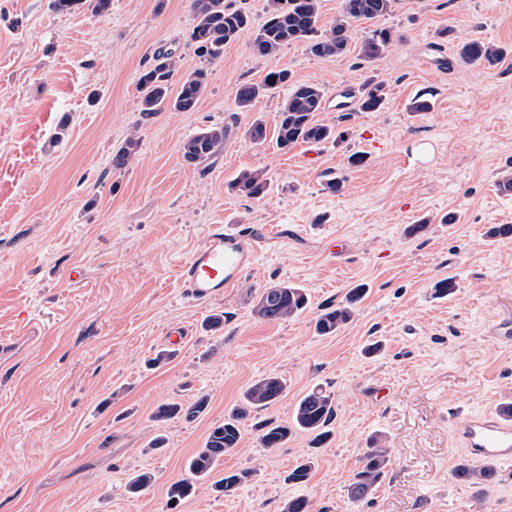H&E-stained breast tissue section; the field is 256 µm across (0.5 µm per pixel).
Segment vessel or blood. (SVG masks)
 <instances>
[{
	"label": "vessel or blood",
	"mask_w": 512,
	"mask_h": 512,
	"mask_svg": "<svg viewBox=\"0 0 512 512\" xmlns=\"http://www.w3.org/2000/svg\"><path fill=\"white\" fill-rule=\"evenodd\" d=\"M261 238L212 225L203 244L180 264L184 298L201 303L232 288L255 264ZM459 448L479 462L512 461V417L501 410L469 416L455 429Z\"/></svg>",
	"instance_id": "vessel-or-blood-1"
}]
</instances>
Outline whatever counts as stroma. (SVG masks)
<instances>
[{
	"instance_id": "obj_1",
	"label": "stroma",
	"mask_w": 512,
	"mask_h": 512,
	"mask_svg": "<svg viewBox=\"0 0 512 512\" xmlns=\"http://www.w3.org/2000/svg\"><path fill=\"white\" fill-rule=\"evenodd\" d=\"M190 3L112 0L98 17L55 0H0V512H283L297 495L313 512H512V462L477 490L453 475L464 454L452 438L455 424L512 394V345L489 333L512 325V244L487 235L512 224V195L496 184L512 169V0H398L357 25L345 54L318 57L295 41L263 58L244 36L210 63L190 41ZM383 27L396 42L360 61L359 37ZM466 38L497 44L501 61L457 62ZM160 49L178 57V77L207 67L193 111L142 114L138 79ZM272 69L287 70L288 85L239 109V86ZM373 75L386 85L379 111L337 109L336 91L357 93ZM304 83L323 89L315 119L341 139L252 144V121L275 128ZM419 95L429 111H410ZM213 126L227 131L223 150L186 163L182 143ZM131 139L135 154L113 166ZM356 151L367 155L359 166ZM245 170L266 173L264 198L233 190ZM423 220V235L405 237ZM214 224L269 242L235 288L190 303L177 268ZM443 278L455 289L439 298ZM282 282L306 288L310 307L264 321L257 295ZM358 285L353 320L318 335L319 309ZM175 327L187 331L175 357L147 368ZM371 340L383 344L373 358ZM267 375L287 392L259 419L290 421L317 386L335 399L330 439L315 449L299 431L268 452L245 423L211 477L168 508L169 486L187 478L210 430ZM201 394L209 409L197 419L154 420L159 405ZM159 434L164 447L150 448ZM377 434L390 463L373 494L352 501L346 487ZM310 454V481L288 483ZM241 470L247 482L214 490ZM144 471L152 484L129 494Z\"/></svg>"
}]
</instances>
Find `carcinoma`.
Here are the masks:
<instances>
[{"label": "carcinoma", "mask_w": 512, "mask_h": 512, "mask_svg": "<svg viewBox=\"0 0 512 512\" xmlns=\"http://www.w3.org/2000/svg\"><path fill=\"white\" fill-rule=\"evenodd\" d=\"M84 2L88 9L98 16L107 13L111 0H56L61 10L73 4ZM283 6L281 0H268V17L256 30H251L248 16L240 10L224 7V0H191V10L195 24L190 39L197 54L211 62L224 53V45L251 33V47L262 57L275 55L280 48L293 41L311 40V52L320 57L339 56L348 51L350 33L354 23L371 21L392 12L396 0H344L343 10L336 22L320 36L316 24L319 18V0H287ZM395 33L389 28L376 29L361 41L360 57L366 62L379 58L394 42ZM457 55L466 63H480L492 66L501 56L497 45L469 39L458 45ZM178 70V59L169 50H160L154 56V64L139 77L140 107L144 115L149 116L164 109L176 112H190L204 95L208 85V72L199 68L181 79L176 94H170V81ZM288 81L285 70H270L259 84H244L236 94L238 108L249 110L252 102L260 97L272 94ZM323 90L316 84H300L293 87L278 113L276 143L286 149L297 143H320L337 139L340 134L336 127L314 121L315 113L321 111ZM385 100L384 83L368 81L357 98L361 112L378 111ZM247 138L260 144L267 139V127L260 118L255 119L246 131ZM226 130L222 127L209 128L189 139L181 146L183 159L190 164H201L224 148ZM233 187L254 198L262 197L269 188L266 174L259 170H246L236 179ZM364 289L353 288L342 304L326 307L317 315L315 330L320 336H334L347 325L355 315V305L361 300ZM308 307L305 290L297 285L283 283L265 288L259 295L257 312L271 323L287 321L301 315ZM286 391V383L277 376H265L254 381L243 392L241 405L234 409L224 423L214 427L203 448L197 450L189 463L190 479L172 483L168 488V499L175 502L189 497L194 489V481L210 476L224 454L234 450L242 438L241 424L251 412L269 408ZM209 401L205 396L186 403H166L157 407L154 418L168 420L183 416L194 420L208 409ZM335 407L332 394L321 388H314L305 394L296 405L291 423L277 424L266 421L260 425L261 447L273 451L288 441L296 430L312 435V444L320 445L331 433ZM389 464L388 450L380 446V439L373 438L363 456V466L355 473L347 486L350 498L356 502L370 496L377 483L383 477ZM315 467L314 458L308 457L288 473L286 480L293 484H303L310 478ZM492 469L488 466L475 469L460 463L454 470L457 479L475 487L490 483ZM249 472L227 473L215 482L219 492H229L246 481ZM153 479L149 472L132 476L127 483L131 494L146 490Z\"/></svg>", "instance_id": "cac0c4a2"}]
</instances>
